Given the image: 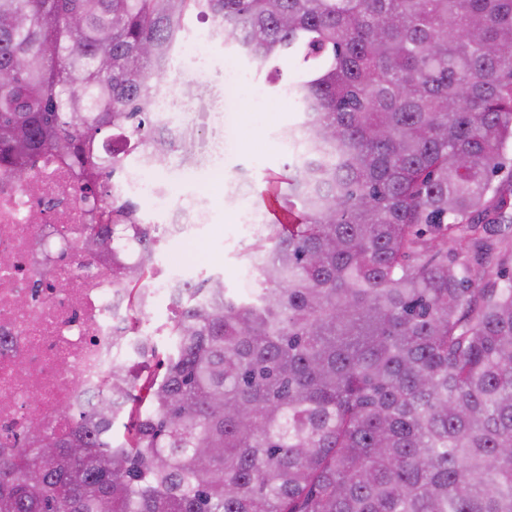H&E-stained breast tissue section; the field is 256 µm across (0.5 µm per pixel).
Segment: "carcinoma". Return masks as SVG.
Listing matches in <instances>:
<instances>
[{"instance_id": "obj_1", "label": "carcinoma", "mask_w": 512, "mask_h": 512, "mask_svg": "<svg viewBox=\"0 0 512 512\" xmlns=\"http://www.w3.org/2000/svg\"><path fill=\"white\" fill-rule=\"evenodd\" d=\"M200 14L294 70L269 80L299 105L292 221L238 254L257 287L190 283L162 377L121 364L65 429L30 417L0 512H512V0H0V174L53 151L91 191L129 163L104 129L162 165L157 67ZM137 212L112 198L77 249L135 227L112 284L144 358Z\"/></svg>"}]
</instances>
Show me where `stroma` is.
Here are the masks:
<instances>
[{
    "mask_svg": "<svg viewBox=\"0 0 512 512\" xmlns=\"http://www.w3.org/2000/svg\"><path fill=\"white\" fill-rule=\"evenodd\" d=\"M197 56L217 60V67L200 71L190 85L194 91L185 99V109L173 112L177 122L187 114L210 112L214 118L206 128L194 131L191 150H173L166 165L154 169L152 178H160L176 169L181 177L173 187L171 199L180 202H207L211 221L203 225L190 242L161 239L156 252L159 273L177 268L189 278L221 271L227 285L245 288L239 277V252L251 241L243 222L248 211L267 213V190L284 171L293 149L277 136L280 127L294 124L298 114L277 98L256 106L249 94L237 92V78L253 77L255 67L242 57L224 50L208 37L206 24L195 21L180 52V60ZM248 177L253 191L246 198L224 193L225 180Z\"/></svg>",
    "mask_w": 512,
    "mask_h": 512,
    "instance_id": "obj_1",
    "label": "stroma"
}]
</instances>
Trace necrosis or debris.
<instances>
[{"label":"necrosis or debris","mask_w":512,"mask_h":512,"mask_svg":"<svg viewBox=\"0 0 512 512\" xmlns=\"http://www.w3.org/2000/svg\"><path fill=\"white\" fill-rule=\"evenodd\" d=\"M79 172L46 153L26 184L0 176V450L19 447L30 415L61 427V409L96 403L113 368L130 360L112 338L129 304L99 259L72 257L92 221ZM210 220L204 207L170 204L165 233L189 239ZM67 282L58 294L54 283ZM73 371L62 374V364Z\"/></svg>","instance_id":"4bbe7bcc"}]
</instances>
